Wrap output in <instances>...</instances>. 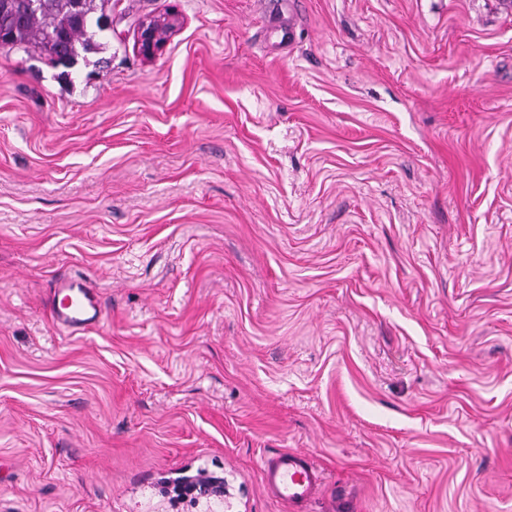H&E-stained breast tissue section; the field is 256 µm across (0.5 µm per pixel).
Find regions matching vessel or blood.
<instances>
[{
  "mask_svg": "<svg viewBox=\"0 0 512 512\" xmlns=\"http://www.w3.org/2000/svg\"><path fill=\"white\" fill-rule=\"evenodd\" d=\"M50 313L57 328L72 334L98 321L101 303L96 292L85 284L60 280L55 284ZM261 469L266 491L288 503L307 501L323 483L322 471L298 451L264 459Z\"/></svg>",
  "mask_w": 512,
  "mask_h": 512,
  "instance_id": "obj_1",
  "label": "vessel or blood"
}]
</instances>
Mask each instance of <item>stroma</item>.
Segmentation results:
<instances>
[{
	"label": "stroma",
	"mask_w": 512,
	"mask_h": 512,
	"mask_svg": "<svg viewBox=\"0 0 512 512\" xmlns=\"http://www.w3.org/2000/svg\"><path fill=\"white\" fill-rule=\"evenodd\" d=\"M103 11L0 47V512H512V0ZM178 24L175 15L145 17L138 25L137 47L145 57L154 56L163 44V34L172 32ZM54 288L50 313L57 328L72 334L98 321L101 303L96 291L72 279L57 281ZM268 493L288 503H303L323 484V473L312 459L298 451H284L261 464Z\"/></svg>",
	"instance_id": "35a3bbf8"
}]
</instances>
